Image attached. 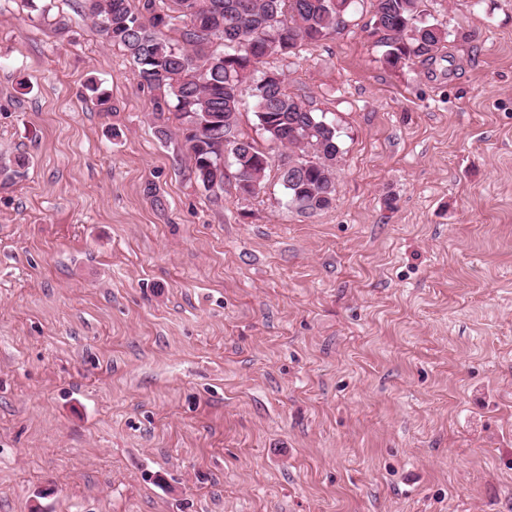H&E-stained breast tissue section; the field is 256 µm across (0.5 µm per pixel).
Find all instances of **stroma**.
I'll use <instances>...</instances> for the list:
<instances>
[{
	"label": "stroma",
	"mask_w": 512,
	"mask_h": 512,
	"mask_svg": "<svg viewBox=\"0 0 512 512\" xmlns=\"http://www.w3.org/2000/svg\"><path fill=\"white\" fill-rule=\"evenodd\" d=\"M429 11L260 63L340 132L303 215L204 191L86 0H0V512H512V0ZM429 1L375 0L373 19L379 18L385 32L380 47L387 67L431 60L450 42L448 28L431 20Z\"/></svg>",
	"instance_id": "35a3bbf8"
}]
</instances>
